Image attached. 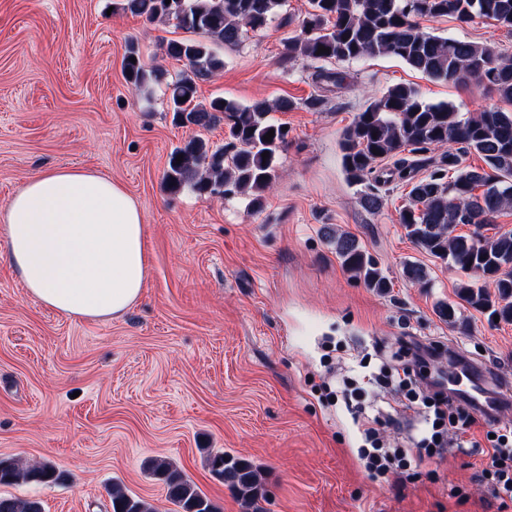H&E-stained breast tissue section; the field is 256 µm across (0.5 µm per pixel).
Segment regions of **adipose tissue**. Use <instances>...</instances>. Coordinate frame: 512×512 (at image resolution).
<instances>
[{
    "label": "adipose tissue",
    "mask_w": 512,
    "mask_h": 512,
    "mask_svg": "<svg viewBox=\"0 0 512 512\" xmlns=\"http://www.w3.org/2000/svg\"><path fill=\"white\" fill-rule=\"evenodd\" d=\"M144 216L123 186L86 169H51L0 210V257L30 295L67 316L109 319L146 276Z\"/></svg>",
    "instance_id": "ef3b65f1"
}]
</instances>
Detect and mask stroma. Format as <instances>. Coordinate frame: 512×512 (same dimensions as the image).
I'll return each instance as SVG.
<instances>
[{
    "mask_svg": "<svg viewBox=\"0 0 512 512\" xmlns=\"http://www.w3.org/2000/svg\"><path fill=\"white\" fill-rule=\"evenodd\" d=\"M121 0H0V209L24 182L51 168H82L123 185L144 214L148 268L141 298L106 320L61 314L29 295L0 258V458L52 461L63 482L0 486V495L39 501L42 512H110L120 484L174 512L146 468L163 458L189 476L218 512H244L213 478L207 452L258 468L256 512H498L482 457L449 446L411 465V479L371 477L364 443L342 393L362 370L399 362L403 343L436 346L440 364L456 344L494 370L512 393V324L457 296L462 272L417 248L399 222L409 191L378 165L380 210L349 183L340 138L369 97L412 84L456 111L489 106L486 91L428 79L399 60L338 64L345 86L322 91L316 63L285 69L283 42L309 10L284 0L293 25H270L234 48L224 69L199 82L197 99L247 105L288 97L275 113L288 128L277 179L262 211L242 197L201 196L163 186L170 152L194 136L176 126L162 87L128 84L122 59L135 47L146 68L175 76L182 62L164 44L175 21L149 22ZM428 31L490 44L512 57V32L453 17ZM322 103L308 108V98ZM348 233L390 282L379 293L341 265L331 233ZM423 265L429 287L409 281ZM456 307L448 325L439 303ZM459 497H451L450 489Z\"/></svg>",
    "mask_w": 512,
    "mask_h": 512,
    "instance_id": "stroma-1",
    "label": "stroma"
}]
</instances>
